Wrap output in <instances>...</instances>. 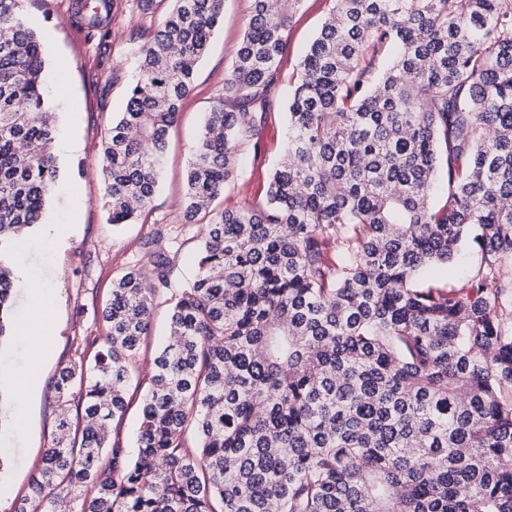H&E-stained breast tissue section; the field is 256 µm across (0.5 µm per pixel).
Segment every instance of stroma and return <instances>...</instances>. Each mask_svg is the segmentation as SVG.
Here are the masks:
<instances>
[{
    "label": "stroma",
    "mask_w": 512,
    "mask_h": 512,
    "mask_svg": "<svg viewBox=\"0 0 512 512\" xmlns=\"http://www.w3.org/2000/svg\"><path fill=\"white\" fill-rule=\"evenodd\" d=\"M74 0H20L19 9L43 45L46 92L57 129L52 144L57 177L49 192L40 224L20 243L14 273L37 269L47 278L49 315L25 308L13 300L7 329L0 338V437L17 428L26 433L17 447L0 451V512H11L23 497L34 469L49 448L57 424L58 404L53 385L60 369L77 352L92 356L107 332L103 312L112 298V281L130 268L148 267L144 242L153 226L169 225L162 245L172 260V285L186 286L195 276L200 227L186 223L182 200L192 148L233 64V48L240 40L250 0H224L223 21L215 30L207 56L198 66L191 91L168 135L165 161L153 201L136 223L112 225L100 202L104 136L121 112L126 90L136 74L135 50L149 38L170 12L173 0H113L112 22L104 40L90 38L74 15ZM331 0H302L288 27L285 73H293L300 57L319 31ZM287 92H280L259 144L238 148L239 182L255 191L265 184L279 160L278 148L286 134ZM27 328L28 337L17 334ZM168 330L167 306L154 311L153 334L137 362L136 383L128 391L123 419L113 422L112 438L134 447L141 399L149 385L152 358ZM84 337L76 349V337ZM44 344L50 357L37 373L41 388L32 397L20 395L18 384L28 371V347Z\"/></svg>",
    "instance_id": "35a3bbf8"
}]
</instances>
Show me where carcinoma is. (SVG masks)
I'll list each match as a JSON object with an SVG mask.
<instances>
[{"instance_id":"obj_1","label":"carcinoma","mask_w":512,"mask_h":512,"mask_svg":"<svg viewBox=\"0 0 512 512\" xmlns=\"http://www.w3.org/2000/svg\"><path fill=\"white\" fill-rule=\"evenodd\" d=\"M332 2L290 80V163L231 196L283 82L289 17L252 0L187 169L197 275L169 290L154 228L150 270L112 282L100 349L60 370L13 512H512V0ZM223 4L173 0L138 48L102 148L110 223L151 204ZM80 8L106 36L112 0ZM43 69L19 0H0V338L11 251L57 173ZM466 240L481 259L458 285H419ZM162 296L175 336L131 453L104 428Z\"/></svg>"}]
</instances>
